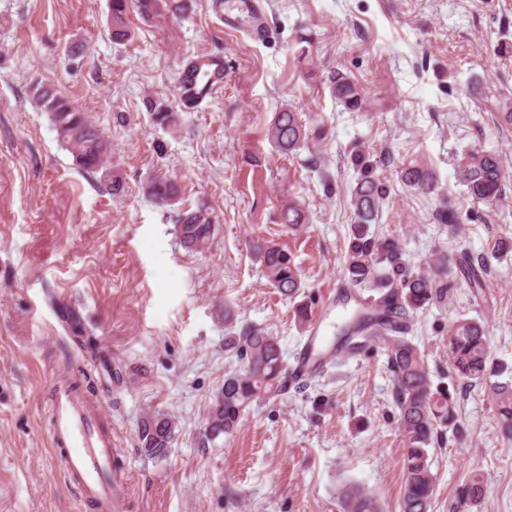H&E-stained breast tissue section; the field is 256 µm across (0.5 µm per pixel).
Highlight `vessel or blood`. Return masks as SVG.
I'll list each match as a JSON object with an SVG mask.
<instances>
[{
  "label": "vessel or blood",
  "mask_w": 512,
  "mask_h": 512,
  "mask_svg": "<svg viewBox=\"0 0 512 512\" xmlns=\"http://www.w3.org/2000/svg\"><path fill=\"white\" fill-rule=\"evenodd\" d=\"M323 336L313 330L292 371L299 379L315 370L313 356ZM50 440L63 471L86 512H114L112 426L103 420L102 401L88 400L71 384L58 381L51 389Z\"/></svg>",
  "instance_id": "1"
}]
</instances>
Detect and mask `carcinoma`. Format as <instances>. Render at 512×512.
Segmentation results:
<instances>
[{"label": "carcinoma", "mask_w": 512, "mask_h": 512, "mask_svg": "<svg viewBox=\"0 0 512 512\" xmlns=\"http://www.w3.org/2000/svg\"><path fill=\"white\" fill-rule=\"evenodd\" d=\"M132 7L148 17L159 7V0H109L113 39L129 38L126 15ZM329 82L332 96L346 110L357 112L362 108V91L349 75L334 71ZM29 94L35 105L50 116L59 141L78 168L95 173L105 167L110 144L83 110L49 84H34ZM147 111L153 124L161 128H172L180 120L173 104L162 99L149 101ZM268 138L273 147L284 154L292 155L309 145V136L298 114L290 110L276 113ZM350 162L357 173V182L351 200L355 221L351 224L345 255L347 282L353 288H373L379 296L362 303V311L338 328L336 349L344 348L354 354L368 344L386 348L406 446L400 512H429L435 485L429 449L442 444L448 430L457 429L458 398L449 388L433 385L423 354L407 334L415 313L448 297L449 285L445 278L451 275V268L445 257L438 256L433 260L435 274L414 273L396 240L370 230L371 224L378 220L386 190L375 177L373 162L365 152L353 147ZM456 171L472 201L492 205L503 197L506 170L498 153L483 148L467 149L458 155ZM400 178L404 185L419 191L430 192L437 184L434 172L418 164L404 167ZM146 190L162 205L172 204L177 198L173 180L162 172L149 178ZM283 220L290 227H298L306 223L305 212L290 201L283 211ZM176 223L181 243L190 251L204 248L216 232L215 220L203 206L179 211ZM253 257L280 293L290 298L299 293L302 288L300 271L288 250L263 242L256 245ZM457 266L474 296H479L487 265L464 254ZM224 344L243 367L224 376V385L210 407L204 438L211 443L232 433L245 410L278 396L288 382V366L278 337L247 325L236 335L225 337ZM448 348L452 368L459 379L468 387H488L501 426L512 432V385L490 382L496 369L484 326L473 319H457L449 331ZM173 438L174 422L163 414L150 415L141 424V449L150 457L166 456ZM482 496L481 475L473 473L461 490V498L476 506ZM344 503L347 512H378L374 498L358 490L345 493Z\"/></svg>", "instance_id": "1"}]
</instances>
